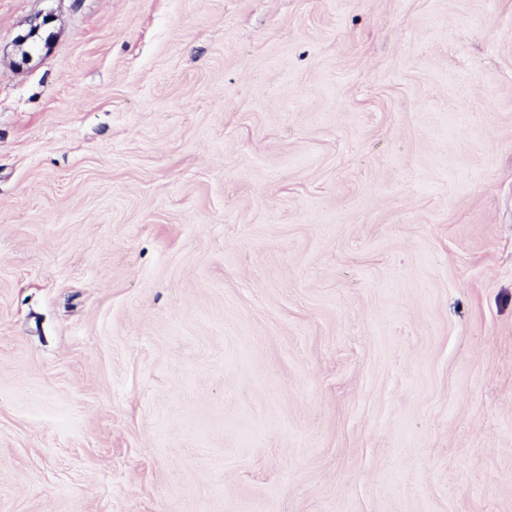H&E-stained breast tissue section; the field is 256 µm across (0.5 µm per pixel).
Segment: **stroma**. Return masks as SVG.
Here are the masks:
<instances>
[{
  "label": "stroma",
  "instance_id": "1",
  "mask_svg": "<svg viewBox=\"0 0 512 512\" xmlns=\"http://www.w3.org/2000/svg\"><path fill=\"white\" fill-rule=\"evenodd\" d=\"M0 512H512V0H0Z\"/></svg>",
  "mask_w": 512,
  "mask_h": 512
}]
</instances>
